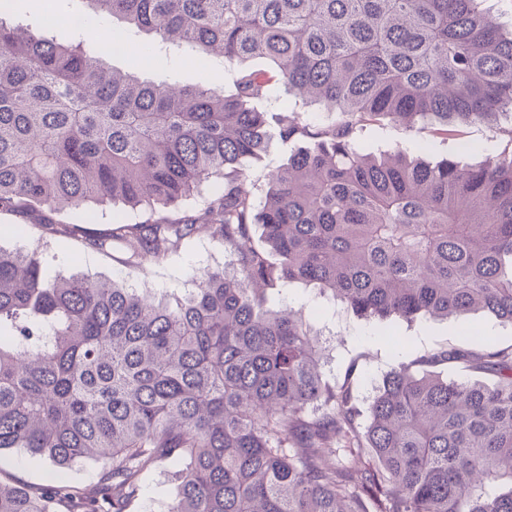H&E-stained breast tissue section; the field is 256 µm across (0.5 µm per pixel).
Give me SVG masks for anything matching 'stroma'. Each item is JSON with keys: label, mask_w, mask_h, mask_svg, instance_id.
<instances>
[{"label": "stroma", "mask_w": 512, "mask_h": 512, "mask_svg": "<svg viewBox=\"0 0 512 512\" xmlns=\"http://www.w3.org/2000/svg\"><path fill=\"white\" fill-rule=\"evenodd\" d=\"M115 69L135 70L145 80L168 79L182 85H203L231 93L236 72L217 59L206 66L184 60L180 51L159 49L139 68H131L124 56L110 57ZM364 152L380 154L400 144L411 155L429 161L448 158L463 164L480 160L482 150L504 148L507 137L484 125L463 130L460 136L444 140L429 133L406 131L395 125H370L360 140ZM291 144L272 140L267 151L245 164L250 185L264 189L267 175L282 167L293 152ZM47 274L79 273L102 276L143 289H152L155 296L170 297L179 289L191 287L192 276L203 267L224 264V249L206 233L191 238L187 247L163 261L140 268L127 266L120 251L104 253L90 248L83 241L58 237L48 241L46 248ZM266 307L272 311L290 309L301 315L316 346L326 380L334 386L350 385L354 402L360 411L358 427H366L367 410L378 385L398 362L423 358L442 350L468 345L465 325L452 320L417 317L411 320L393 318L386 322L359 316L331 294L303 283H292L270 290ZM178 467L167 460L156 464L140 483L138 494L131 500L127 512H166L175 489ZM52 467L42 459L22 451L0 453V480L19 482L35 488L50 485Z\"/></svg>", "instance_id": "obj_1"}]
</instances>
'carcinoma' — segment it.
Masks as SVG:
<instances>
[{"label":"carcinoma","mask_w":512,"mask_h":512,"mask_svg":"<svg viewBox=\"0 0 512 512\" xmlns=\"http://www.w3.org/2000/svg\"><path fill=\"white\" fill-rule=\"evenodd\" d=\"M84 2L91 23L119 20L195 64L224 58L235 89L142 81L82 30L58 39L68 19L21 28L0 9V215L132 267L202 227L227 263L170 303L49 277L40 247H0V451L101 466L97 491L56 498L0 480V512H125L168 459L167 512H512V349L478 336L429 359L490 384L398 365L361 433L303 321L265 309L267 290L300 282L369 318L512 323V147L457 165L356 143L388 122L442 138L482 123L512 144V25L485 0ZM276 85L326 120L255 109ZM275 136L299 147L258 199L244 163ZM213 178L200 207H180ZM116 204L148 218L105 233L54 219ZM462 364L458 363H448L443 365H438L435 367H429V366H422V367H416L415 369L417 372L422 375L425 371H431L434 372L437 375H440L443 379L451 378L455 380L465 381L470 379H483L487 380L490 379V377L486 374L482 373H476L473 371H467L466 368L462 367ZM466 370V371H465Z\"/></svg>","instance_id":"cac0c4a2"}]
</instances>
